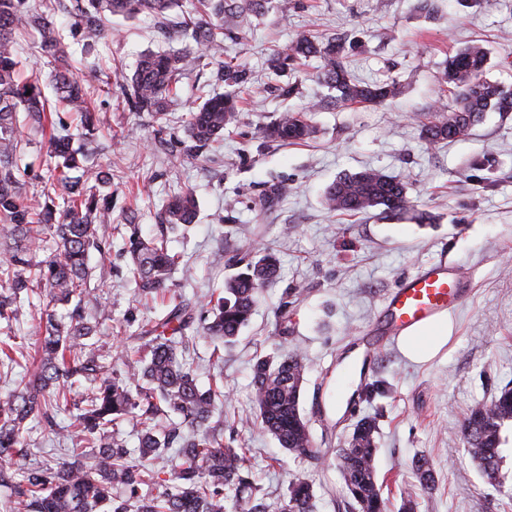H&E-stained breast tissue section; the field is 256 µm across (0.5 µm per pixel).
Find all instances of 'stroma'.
<instances>
[{
  "label": "stroma",
  "instance_id": "obj_1",
  "mask_svg": "<svg viewBox=\"0 0 512 512\" xmlns=\"http://www.w3.org/2000/svg\"><path fill=\"white\" fill-rule=\"evenodd\" d=\"M293 0L288 15L268 10L249 16L225 54L252 74L242 95L247 123L225 132L200 157L178 152L177 139L200 96L219 94L215 65L199 62L179 83L164 119L123 108L107 82L115 70L132 73L147 51L183 48L166 38L157 20L109 17L112 34L92 51L67 39L75 73L94 90L90 106L103 123L88 145L87 163L112 171V239L108 257L91 252L88 291L81 304L89 316L106 311L99 325L98 354L111 362L146 319L161 315L172 297L203 303L234 273L233 249L246 240L271 245L281 265L266 288L249 328L225 348L221 368L209 363L212 342L195 340L194 368L200 387L224 383L219 428L225 442L252 451L253 471L268 499L292 480H308L316 512H339L341 486L336 450L351 426L374 417L377 475L387 512H400L411 494L415 512H512V497L488 485L468 454L461 427L470 408L512 385V112H490L465 139L428 143L422 123L436 101L448 99L440 80L453 49L476 43L490 56L489 79L512 86V0ZM348 35L356 47L347 64L365 82L397 80L399 95L382 105L336 103L316 76V60L278 74L267 57L305 34ZM296 87L284 98L279 87ZM314 106L316 137L302 144L264 142L260 129L289 109ZM163 136H156L158 126ZM27 142L18 166L29 200L39 201L37 175L53 165L49 131L22 126ZM125 134L113 149L111 134ZM373 167L404 177L429 223L379 211L348 217L322 204L336 177ZM281 189L272 206L257 202L270 185ZM198 200L194 224L168 231L171 250L184 253L192 279L171 275V292L135 296L124 252L131 225L150 237L160 229L167 200L183 189ZM452 261L469 278L461 305L448 313V342L431 360L415 363L386 336L384 307L403 279L431 264ZM305 293L290 311L285 340L305 355L309 370L302 407L319 460L295 458L260 425L240 419L255 413L251 366L272 353L277 308L286 292ZM426 459L433 480L421 485L415 463Z\"/></svg>",
  "mask_w": 512,
  "mask_h": 512
}]
</instances>
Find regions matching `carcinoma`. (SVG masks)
<instances>
[{
  "instance_id": "carcinoma-1",
  "label": "carcinoma",
  "mask_w": 512,
  "mask_h": 512,
  "mask_svg": "<svg viewBox=\"0 0 512 512\" xmlns=\"http://www.w3.org/2000/svg\"><path fill=\"white\" fill-rule=\"evenodd\" d=\"M184 0H87L78 9L72 31L88 39L100 36L108 15L133 19L147 12L161 24L179 26L182 36L198 48L195 57L180 51L148 52L139 59L132 76L120 72L122 104L130 112H167L177 84L195 62L224 55V32L273 0H196L206 18L182 11ZM52 0H0V239L6 261L0 263V322L8 340L0 343V369L27 357L30 336L36 337L37 367L27 381L0 395V512H315V495L305 480L290 482L286 492L268 503L261 496L250 466V449L234 448L210 425L216 403L224 399L219 387L203 390L196 382L188 356L194 339L203 334L223 345L235 342L248 327L259 298L279 275V260L269 246H243L234 256L237 272L224 278L222 295L195 312L182 301L163 316L139 327L138 357L127 351L107 365L94 353L97 325L84 316L81 298L87 291L89 250L102 252L112 224V193L101 187L112 183V172L85 165V145L98 131L96 114L88 105L89 91L72 72L62 36L52 15ZM35 31L40 50L53 61L50 79L55 104L47 102L38 78L22 73L16 56L17 35ZM343 37L317 39L303 35L285 52L268 59L274 73L309 58L321 61L317 77L336 91L344 105H378L398 93V84L364 83L347 69ZM488 53L466 45L448 55L441 79L454 95L455 106L437 105L423 123L430 143L453 141L469 135L488 112H512V89L487 77ZM224 93L195 106L178 140L180 152L198 156L224 136V131L245 123L240 93L251 83L243 66L226 60L217 71ZM33 126H66L62 114L79 118L78 139L50 137L56 166L38 176L44 202L27 203L22 192L17 157L26 146L20 134L19 113ZM315 133L311 110L280 113L262 128L263 137L277 144H297ZM333 213L366 214L374 210L393 215L412 214L423 223L430 216L416 208L407 180L382 170L366 168L336 178L323 197ZM197 200L191 190L173 195L165 219L173 227L194 222ZM57 239L56 253L34 261V248L46 232ZM129 273L140 297L168 289L176 269L185 278L193 269L168 248V240L129 237ZM40 293L47 308L21 336L13 330L18 303ZM307 370L298 347L259 355L252 364L256 420L280 447L298 458L317 460L308 420L301 409V391ZM76 378L94 383L77 407L74 438L86 449H65V458L51 465H27L33 449L26 446L29 421L50 422L54 414L68 412L71 402L65 384ZM173 418L156 426V417ZM142 420L138 433L139 459L118 439L119 425ZM512 426V387H503L491 400L472 407L463 432L467 451L483 475L500 479L503 432ZM376 420L359 419L336 450L337 468L345 492L346 512H385L378 484Z\"/></svg>"
}]
</instances>
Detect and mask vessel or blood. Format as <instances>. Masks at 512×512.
Wrapping results in <instances>:
<instances>
[{"mask_svg": "<svg viewBox=\"0 0 512 512\" xmlns=\"http://www.w3.org/2000/svg\"><path fill=\"white\" fill-rule=\"evenodd\" d=\"M463 299L462 276L457 268L441 261L405 279L389 296L386 312L390 329L401 333Z\"/></svg>", "mask_w": 512, "mask_h": 512, "instance_id": "obj_1", "label": "vessel or blood"}]
</instances>
